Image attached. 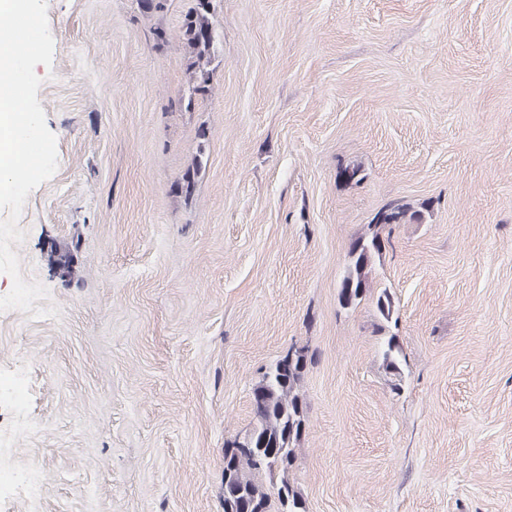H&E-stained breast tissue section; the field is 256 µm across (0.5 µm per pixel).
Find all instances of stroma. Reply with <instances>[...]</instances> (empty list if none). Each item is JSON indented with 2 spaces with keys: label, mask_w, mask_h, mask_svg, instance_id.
<instances>
[{
  "label": "stroma",
  "mask_w": 512,
  "mask_h": 512,
  "mask_svg": "<svg viewBox=\"0 0 512 512\" xmlns=\"http://www.w3.org/2000/svg\"><path fill=\"white\" fill-rule=\"evenodd\" d=\"M46 4L58 166L13 250L50 314L0 311V512H224V444L293 345L306 512H512V0H211L189 106L195 0ZM394 199L424 221L341 308L349 241ZM181 26L180 40L187 57V85L191 95L205 92L211 80L217 49L216 30L210 17V0H195ZM402 357L403 352L397 342L396 336L392 334L385 336L381 349V358L385 369L394 376H400Z\"/></svg>",
  "instance_id": "1"
}]
</instances>
